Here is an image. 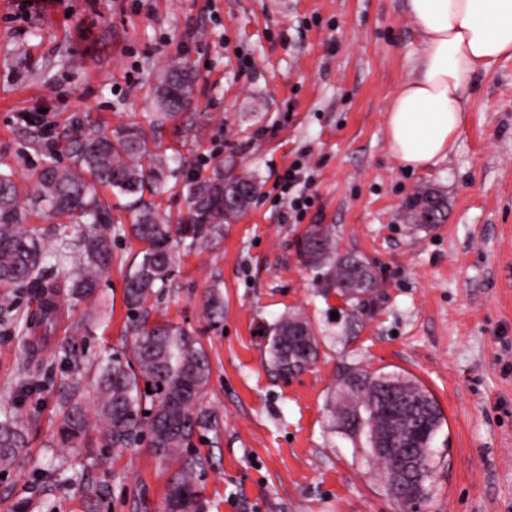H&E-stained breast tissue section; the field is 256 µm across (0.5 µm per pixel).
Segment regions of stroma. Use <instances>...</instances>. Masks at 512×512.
Instances as JSON below:
<instances>
[{"instance_id": "stroma-1", "label": "stroma", "mask_w": 512, "mask_h": 512, "mask_svg": "<svg viewBox=\"0 0 512 512\" xmlns=\"http://www.w3.org/2000/svg\"><path fill=\"white\" fill-rule=\"evenodd\" d=\"M422 36L407 0H0V169L17 183L47 160L65 165L83 128L145 123L163 67L197 74L193 106L158 139L186 165L149 201L170 223L185 214L179 183L217 162L251 174L248 212L205 251L175 249L171 285L154 317L197 339L211 361L207 407L218 432L196 434L199 512H397L366 434L334 417L349 369L400 374L438 403L431 477L418 512H512V57L492 64L470 95L448 155L405 168L387 144V108L412 76ZM45 110L24 123L23 110ZM307 165L311 206L285 219L279 177ZM431 188L447 201L430 230L405 218ZM111 269L96 307L68 287L78 252L47 259L42 277L14 289L0 314V407L26 446L0 473V512H81L79 487L102 485L99 512H162L173 467L146 440L107 448L96 438L59 447L73 401L92 408L99 364L128 353L125 274L141 249L125 236L128 197L108 193ZM26 227L46 251L77 242L82 224L28 207ZM332 228L340 253L368 260L379 287L361 303L321 290L297 242L308 225ZM57 286L54 332L30 347L21 323ZM224 317L210 322V290ZM293 311L320 343L294 376L271 366L267 334Z\"/></svg>"}]
</instances>
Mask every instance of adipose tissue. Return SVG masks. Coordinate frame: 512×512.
Instances as JSON below:
<instances>
[{
    "label": "adipose tissue",
    "instance_id": "1",
    "mask_svg": "<svg viewBox=\"0 0 512 512\" xmlns=\"http://www.w3.org/2000/svg\"><path fill=\"white\" fill-rule=\"evenodd\" d=\"M423 35L413 77L387 109L388 146L405 167L445 156L480 74L512 56V0H407Z\"/></svg>",
    "mask_w": 512,
    "mask_h": 512
}]
</instances>
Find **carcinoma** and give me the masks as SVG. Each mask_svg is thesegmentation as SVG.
Returning a JSON list of instances; mask_svg holds the SVG:
<instances>
[{"mask_svg":"<svg viewBox=\"0 0 512 512\" xmlns=\"http://www.w3.org/2000/svg\"><path fill=\"white\" fill-rule=\"evenodd\" d=\"M195 77L188 67L172 63L156 77L154 98L158 112L152 127L138 125L108 131L90 126L69 140L70 163L60 166L46 162L28 178L25 195L49 216H65L72 224H99L108 202L98 188L105 187L135 198L136 214L129 226L132 238L143 244L142 258L129 271L125 305L130 312L129 332L134 338L128 356H116L99 370L95 416L103 445L128 448L144 436L159 461L179 466L166 491L164 512H198V470L201 457L188 452L197 429H212L217 416L204 405L210 378V363L202 346L169 321L149 322L150 302L166 287L172 275L173 249L177 242L188 249H201L238 220L245 208H224V180L258 190L255 178L224 173L217 165L213 176L193 178L183 184L187 212L170 224L153 209L141 204L144 193L159 194L167 188L169 162L166 155L150 147L154 132L176 118L192 104ZM20 190L13 172L0 170V301L10 305L12 288L37 278L46 255L38 238L20 228L26 214L19 207ZM431 212L430 226L446 214L443 197L429 191L411 199L407 218L421 225V215ZM82 259L78 278L70 287L73 299L94 304L101 276L112 265L109 238L91 233L78 241ZM302 265L327 268L325 288L357 300L376 292L378 281L363 258L336 252L330 227L311 224L298 242ZM55 305L41 303L39 325L52 330ZM295 321L300 335H288V322ZM270 363L284 374L293 375L313 364L319 356V342L309 320L300 312L281 319L271 331ZM341 388L348 401L338 406V418L353 433L367 429L370 447L396 425L403 431L423 427L418 449L432 445L442 413L433 397L415 381L395 374H357L342 378ZM90 427L83 409L74 404L62 415L57 438L64 448H74ZM24 433L6 411H0V467H9L21 448ZM104 490L85 484L80 490L84 512H96Z\"/></svg>","mask_w":512,"mask_h":512,"instance_id":"carcinoma-1","label":"carcinoma"}]
</instances>
